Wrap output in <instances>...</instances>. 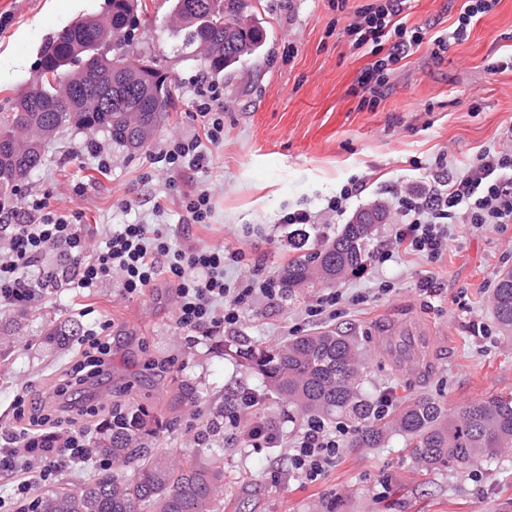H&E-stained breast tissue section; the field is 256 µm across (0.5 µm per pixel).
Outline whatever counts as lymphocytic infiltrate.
Instances as JSON below:
<instances>
[{"mask_svg": "<svg viewBox=\"0 0 512 512\" xmlns=\"http://www.w3.org/2000/svg\"><path fill=\"white\" fill-rule=\"evenodd\" d=\"M410 0H369L358 7L346 29L353 49L371 46L377 58L358 78L371 97H384L391 65L409 56L423 35L400 27L399 16ZM190 85L201 125L193 136L171 138L151 157L168 173L204 172L212 163L208 146L224 143V89L218 83L194 77ZM506 148L483 151L459 173L437 158L436 171L425 185L403 190L384 187L398 219L390 241L375 255L383 264L404 255L429 262L442 260L448 251L449 228L467 224L481 229L490 224H512V128L505 133ZM80 213L50 209L43 198L24 207L0 209V229L8 236L9 256L0 259V308L22 309L41 294L59 288H92L116 278L128 297L144 294L158 281L173 290L179 328L208 335L236 325L242 308L255 297H281L278 279L263 262L250 261L244 248H173L167 225L138 220L113 230L105 246L90 248L81 228ZM55 250L58 263L44 264ZM231 268L248 274L230 280ZM109 323L88 329L81 341L79 360L64 369L53 386L37 399L16 401L15 423L0 431V470L15 478L8 499L0 498V512H29L36 490L48 484L66 466H79L90 456L84 427L94 409L83 402L86 387L100 383L112 367ZM62 428L60 439L45 437L44 426ZM343 431L330 430L323 419L307 418L291 456L294 472L317 482L335 463Z\"/></svg>", "mask_w": 512, "mask_h": 512, "instance_id": "obj_1", "label": "lymphocytic infiltrate"}]
</instances>
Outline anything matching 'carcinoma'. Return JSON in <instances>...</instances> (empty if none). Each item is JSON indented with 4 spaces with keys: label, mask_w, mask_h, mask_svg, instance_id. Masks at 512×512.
<instances>
[{
    "label": "carcinoma",
    "mask_w": 512,
    "mask_h": 512,
    "mask_svg": "<svg viewBox=\"0 0 512 512\" xmlns=\"http://www.w3.org/2000/svg\"><path fill=\"white\" fill-rule=\"evenodd\" d=\"M245 0H172L182 22L181 50L199 52L212 78L262 55L266 32L244 14ZM137 0H110L103 17H85L62 28L44 45L40 78L0 112V204L15 205L17 187L41 165L44 142L64 127L98 128L129 151L142 148L163 122L171 87L159 72L130 62L129 31ZM388 212L362 211L332 241L289 261L280 283L290 296L318 283L334 287L367 267L376 225ZM497 324L512 332V270L500 275L492 295ZM263 387L288 399L298 412L363 422L351 448H384L395 436L410 447L423 471L466 468L512 451V394H491L452 411L422 399L392 414L375 413L364 389L360 344L334 330L294 336L269 349L239 352ZM163 422L145 406L112 407L98 428L94 451L117 464L110 475L49 489L35 512H219L224 473L157 448Z\"/></svg>",
    "instance_id": "carcinoma-1"
}]
</instances>
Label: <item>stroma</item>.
<instances>
[{"instance_id":"obj_1","label":"stroma","mask_w":512,"mask_h":512,"mask_svg":"<svg viewBox=\"0 0 512 512\" xmlns=\"http://www.w3.org/2000/svg\"><path fill=\"white\" fill-rule=\"evenodd\" d=\"M363 2L348 0L346 11L337 12L328 0H291L287 10L279 0H247L248 14L267 32L265 55L221 78L224 144L212 149L208 171L185 177L155 170L150 159L167 139L197 132L188 81L200 63L174 47L170 32L179 21L170 0H140L134 47L150 49L172 84L166 120L133 153L94 130L60 131L46 144L40 169L20 185L18 200L35 194L52 209L82 212L85 233L100 247L116 225L130 221L120 203L135 193V213L175 225L176 246L241 247L250 240L254 256L276 275L296 255L279 222L283 213L309 211L336 233L352 213L387 203L382 185L426 181L438 154L455 170L479 151L501 147L512 127V72L489 65L512 54V0H499L468 40L438 59L433 40L455 22L462 0H414L404 23L423 27L424 40L397 64L386 96L374 106L362 104L357 83L372 58L353 51L345 34ZM105 8L106 0H0V105L35 77L47 38ZM92 142L110 153L109 174L96 171L86 151ZM355 179L366 188L348 214H325L327 199ZM199 185L211 192L213 217L203 226L181 223L179 197ZM510 269L512 224L479 230L459 224L441 262L404 256L345 279L340 291L367 300L340 305L332 325L362 344L366 390L395 402L426 398L448 409L511 393L512 334L499 328L491 306L499 274ZM427 278L435 284L430 293L420 287ZM383 281L393 290L381 296ZM323 292L307 288L272 305L256 299L236 326L208 337L177 327L173 291L162 281L128 298L106 279L93 288L59 289L26 310H0V426L13 423L15 399L43 392L78 353L74 344L29 348L24 337L108 321L112 381L97 390L96 405L148 406L167 425L160 447L203 465L218 463L223 512H312V502L336 499L346 512H502L512 501L510 456L424 473L397 436L385 448H341L321 480L305 484L289 459L302 416L273 393L256 415L278 434L276 447H250L229 429L206 432L207 422L260 385L243 366L240 348H271L316 329L305 309ZM410 323L429 341V362L404 372L385 338Z\"/></svg>"}]
</instances>
